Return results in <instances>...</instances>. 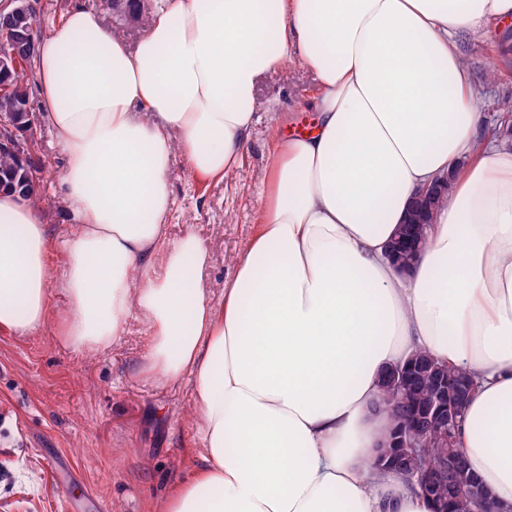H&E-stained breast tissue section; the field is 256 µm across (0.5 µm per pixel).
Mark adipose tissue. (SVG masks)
<instances>
[{"mask_svg":"<svg viewBox=\"0 0 512 512\" xmlns=\"http://www.w3.org/2000/svg\"><path fill=\"white\" fill-rule=\"evenodd\" d=\"M511 21L512 0H157L135 50L84 7L40 39L38 94L76 214L65 310L43 208L2 192L0 330L52 324L100 350L141 314L143 373L189 384L202 419L201 464L164 512H434L372 466L381 376L418 351L476 381L459 446L512 512V152L482 124L458 48ZM292 59L315 78L317 116L270 153L217 306L203 241L165 234L170 160L234 173L260 79ZM449 172L426 247L400 271L387 247Z\"/></svg>","mask_w":512,"mask_h":512,"instance_id":"ef3b65f1","label":"adipose tissue"}]
</instances>
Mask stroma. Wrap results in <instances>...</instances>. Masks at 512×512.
Masks as SVG:
<instances>
[{
    "instance_id": "obj_1",
    "label": "stroma",
    "mask_w": 512,
    "mask_h": 512,
    "mask_svg": "<svg viewBox=\"0 0 512 512\" xmlns=\"http://www.w3.org/2000/svg\"><path fill=\"white\" fill-rule=\"evenodd\" d=\"M82 5L103 25L136 48L146 29L112 8L110 0H42L41 32ZM504 32H477L460 47L486 119L512 96V66L499 47ZM498 79H490V70ZM317 90L297 61L267 75L257 88L260 108L240 168L225 180L197 177L174 153L168 181L174 205L167 235L194 231L208 252L202 282L221 301L233 274V259L255 228L258 186L274 145L276 128L296 129L313 116ZM36 151L53 177L41 188L48 229L63 238L73 206L64 196L59 171L62 150L42 127ZM148 331L132 314L125 335L112 347L78 351L46 328L34 336L0 331V512H65V492L53 475L52 458L70 464L103 501L105 512H161L171 487L191 475L203 452L200 418L189 386L164 388L141 372Z\"/></svg>"
}]
</instances>
